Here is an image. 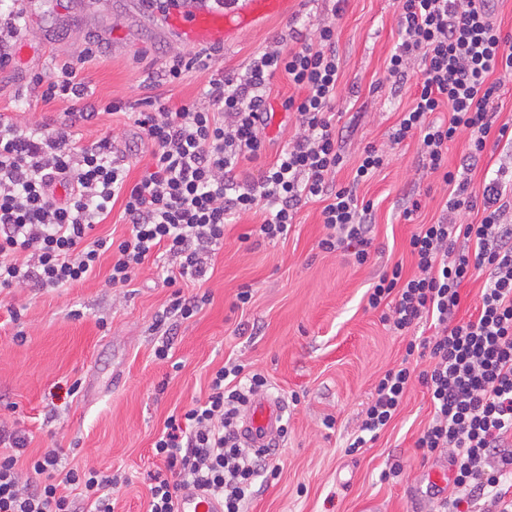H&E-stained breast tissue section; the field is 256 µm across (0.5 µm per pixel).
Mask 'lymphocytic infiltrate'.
Instances as JSON below:
<instances>
[{
  "mask_svg": "<svg viewBox=\"0 0 512 512\" xmlns=\"http://www.w3.org/2000/svg\"><path fill=\"white\" fill-rule=\"evenodd\" d=\"M398 34L387 77L398 86L414 81L416 92L389 141L417 138L424 169L450 192L437 222L416 224L409 237L414 274L405 275L399 262L384 268L367 302L383 308V320L397 332L429 320L435 333L406 346L410 355L428 350L429 369L416 374L404 361L379 378L361 413L362 434L349 449L358 451L365 434L387 427L419 382L433 417L415 447L422 459L444 453L450 460L443 512H476L482 500L512 512V181L499 170L474 184L448 168V145L462 135L473 164L488 141L512 147V124L498 120L512 79V40L497 22L493 0H400ZM289 39L255 58L245 77L211 79L207 106L157 99L151 111L137 113L134 124L151 150L135 181L113 159L110 140L74 146L73 127L90 123L95 111L70 113L67 123L52 128L0 122V288L73 286L106 253L110 284L125 287L151 256L165 252L178 263L165 277L174 293L163 316L184 321L207 298L184 295L175 285L206 281L225 224L260 212L261 234L281 238L298 209L316 198L325 202L319 249L350 252L360 266L370 262L374 205L359 200L356 189L389 154L365 146L352 184L335 185L347 162L333 110L340 76L336 25L322 24L313 44L297 30ZM280 72L300 92L283 102L285 111L297 113L299 130L258 176L239 178L242 162L266 152L270 84ZM35 85L46 101L78 102L86 90L67 64ZM118 201L127 236L91 238ZM464 209L479 221L455 223ZM477 277L484 284L474 310L459 317L462 286ZM267 387L263 374L228 362L213 374L205 399L167 418L152 448L158 464L147 474V512H178L188 488L221 498L224 512H244L257 479L279 474L266 457L242 448L236 434L242 407ZM26 443L23 430L0 423V512H114L109 490L117 477L92 467L59 470L54 449L20 470L16 453Z\"/></svg>",
  "mask_w": 512,
  "mask_h": 512,
  "instance_id": "lymphocytic-infiltrate-1",
  "label": "lymphocytic infiltrate"
}]
</instances>
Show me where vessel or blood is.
<instances>
[{"label":"vessel or blood","instance_id":"1","mask_svg":"<svg viewBox=\"0 0 512 512\" xmlns=\"http://www.w3.org/2000/svg\"><path fill=\"white\" fill-rule=\"evenodd\" d=\"M282 0H245L243 9L228 14L221 10H191L168 15V26L180 36L197 42H223L225 36L258 18L276 13ZM285 406L278 397L258 393L250 400L238 430L244 447L259 453L276 449L282 432ZM223 503L202 491H185L178 512H223Z\"/></svg>","mask_w":512,"mask_h":512}]
</instances>
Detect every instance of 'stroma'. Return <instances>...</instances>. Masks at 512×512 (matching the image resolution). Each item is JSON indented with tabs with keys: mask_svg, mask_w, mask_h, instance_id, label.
<instances>
[{
	"mask_svg": "<svg viewBox=\"0 0 512 512\" xmlns=\"http://www.w3.org/2000/svg\"><path fill=\"white\" fill-rule=\"evenodd\" d=\"M27 2L33 19L17 37L11 63L0 68V118L26 128L65 120L70 101H42L33 85L63 63L76 68L89 87V102L100 106L132 103L145 110L154 98L201 104L210 79L244 73L290 28L315 41L318 24L331 20L341 68L336 128L349 160L336 173V184L351 181L350 162L366 145L387 144L400 112L412 102L411 93L391 92L384 79L398 42L399 0H346L337 16L333 0H284L279 13L233 32L223 55L205 66L196 61L201 44L180 40L144 0ZM89 36L101 42L102 52L87 60ZM170 51L191 62L182 81L171 85L158 77ZM293 92L287 77L276 75L266 153L263 161L242 163L247 174L258 176L294 135L298 116L281 107ZM74 135L81 146L105 137L115 141L131 178H139L149 162L150 147L127 115H100ZM415 191L423 207L411 224L401 212L406 195ZM357 193L373 202L375 213V254L363 266L319 249V200L298 210L284 239L258 237L259 213L225 225L210 279L181 286L187 295L208 293L210 301L178 325L165 361L154 357L162 335L153 322L172 293L164 277L174 258L148 261L125 288L109 286L112 260L106 254L82 284L0 293V421L25 430L22 460L59 448L62 469L91 465L121 473L124 483L112 490L116 512H146L145 476L156 464L151 448L166 418L204 397L212 373L233 359L264 374L274 394L289 402L288 432L271 457L280 476L260 488L248 512H359L366 499L380 501L383 512H436L437 500L424 495V476L448 466L449 458L442 453L424 461L415 448L432 417L430 396L420 383H413L400 412L377 437L356 453L347 447L379 376L401 361L408 340L432 334L424 324L406 337L394 333L368 308L367 291L384 265L399 262L405 273L414 272L406 243L415 224L436 221L448 193L437 176L424 171L414 137L398 145L390 164ZM243 287L251 289V302L234 308ZM13 309L20 312L15 323L9 318ZM75 382L78 392L69 393ZM328 417L334 427H325ZM397 462L402 474L381 480V472Z\"/></svg>",
	"mask_w": 512,
	"mask_h": 512,
	"instance_id": "35a3bbf8",
	"label": "stroma"
}]
</instances>
